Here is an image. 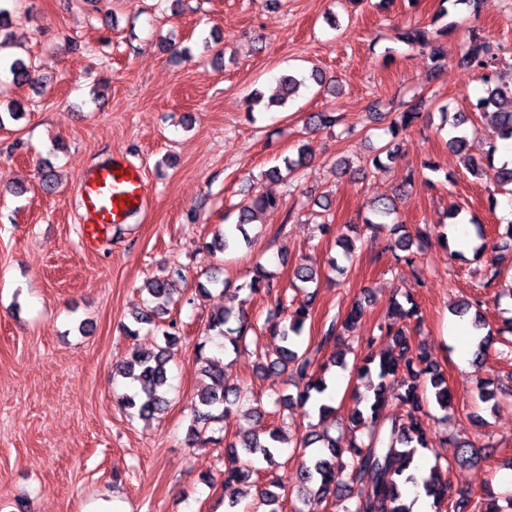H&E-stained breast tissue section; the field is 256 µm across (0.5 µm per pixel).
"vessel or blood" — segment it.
Listing matches in <instances>:
<instances>
[{
	"label": "vessel or blood",
	"mask_w": 512,
	"mask_h": 512,
	"mask_svg": "<svg viewBox=\"0 0 512 512\" xmlns=\"http://www.w3.org/2000/svg\"><path fill=\"white\" fill-rule=\"evenodd\" d=\"M82 235L94 244L109 225L126 223L147 203L149 190L139 167L112 158L86 172L79 184Z\"/></svg>",
	"instance_id": "1"
}]
</instances>
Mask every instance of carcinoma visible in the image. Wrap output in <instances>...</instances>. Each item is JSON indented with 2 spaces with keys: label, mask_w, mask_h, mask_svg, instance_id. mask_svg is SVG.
Listing matches in <instances>:
<instances>
[{
  "label": "carcinoma",
  "mask_w": 512,
  "mask_h": 512,
  "mask_svg": "<svg viewBox=\"0 0 512 512\" xmlns=\"http://www.w3.org/2000/svg\"><path fill=\"white\" fill-rule=\"evenodd\" d=\"M448 26L430 32L423 27L400 29L396 40L413 50L424 52L436 67H441L448 58ZM14 48L7 38L0 37V66L8 65L12 81L18 84L33 81L32 64L17 53L10 56L5 51ZM500 63L497 46L491 40L472 34L469 44L457 62L464 71L480 70L487 85L486 96L477 100L475 107L479 111L496 109L494 130L502 140H512V88H503L493 84L497 66ZM314 80L322 86L323 75L313 71L310 77L295 72L283 73L277 80V88L268 97L267 107L284 108L288 102L307 87V79ZM421 101L406 105L396 113L384 127L385 134L397 138L408 129L423 112ZM449 147L463 156L464 168L474 177H493L500 192L512 196V168L493 163L494 151H489L485 162L479 164L465 155L466 136L455 135L448 140ZM313 150L307 143L297 149V157L284 158V168L267 171V177L273 182L290 181L307 164ZM397 151L385 143L376 148L370 159L376 169L386 167L394 162ZM282 198L274 193H267L239 207L237 222L224 225L214 239L212 247L221 252L236 250L241 242L248 241L245 226L254 221L255 216L268 210L281 208ZM372 217L364 219L366 224L380 226L398 223L397 208L391 199L372 205ZM294 278L305 284H314L320 278V272L314 264L298 263L293 270ZM224 292L234 290L248 291V295L262 294L273 299L274 309L285 314L283 320L269 327V334L282 342L277 347L276 357L258 366L259 371H278L286 375L289 384L296 393L277 395L272 403L284 409L293 403L301 406L310 405L320 418L335 412V407L320 402V396L328 388L326 376L331 369L342 365V359L336 355L321 364L312 355L300 349L306 320L310 317L315 294L311 293L299 303H290L287 297L274 292L275 285L270 281L264 267L256 265L252 277L243 283L230 287L223 283ZM147 292L156 302L174 301V280L167 275L154 276L147 282ZM168 310L161 306H147L134 316L137 324L161 320ZM362 315L361 305L352 304L343 323L332 322L324 330L321 344L336 341L340 330L355 324ZM420 320L418 303L409 293L405 303L394 301L387 318L378 326L379 335L368 337L367 352L357 366V379L365 388L361 401L364 408L356 409L353 418L354 428L366 433V439H355L347 444L331 436L327 431H309L296 444L297 448L310 449L298 468V494L305 497L311 494L319 498L333 496L350 501L343 512H412V505L406 503V490L409 487L420 489L425 496L433 500L434 512H503L499 505L482 499L474 500L461 497L453 500L448 497V472L453 467H466L480 459L476 446H460L454 453L452 461L441 466L437 463L421 471L412 470V465L419 458V451H435L432 433L424 423V395L432 389L436 404L446 410L451 399L448 379L439 365L432 361L422 346L412 347L407 336L408 322ZM208 329L224 337V349H238L239 343L246 339L252 324L242 310L236 312L224 307L211 314ZM393 343L394 348L381 351L375 345ZM205 343L196 346V352L203 363V372L212 380V384L198 393V402L193 408V425L205 426L219 421L224 413L234 406L242 405L244 392L239 386L224 383V367L219 357H205ZM168 357L165 349L137 350L131 360L119 370V375L135 383L131 391L118 397V402L125 408L135 409L142 418H151L163 412L168 406L166 398L168 386ZM403 408L404 413L387 416L385 409L389 405ZM245 414L257 423V428L247 430L239 439L225 444L224 454L233 459V465L224 470V489L230 490L225 512H237L239 491L235 485L245 483L258 473L256 464H266V470L278 465L276 456L280 445L286 443V436L281 428H264L261 425L264 411L261 399H256V406L245 410Z\"/></svg>",
  "instance_id": "carcinoma-1"
}]
</instances>
